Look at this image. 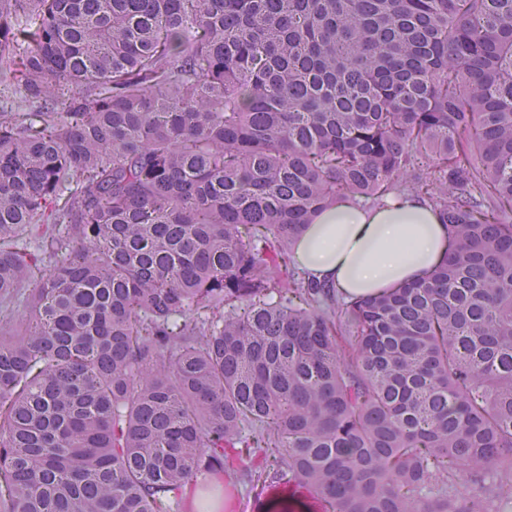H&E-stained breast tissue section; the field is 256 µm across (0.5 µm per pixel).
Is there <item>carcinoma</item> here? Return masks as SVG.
Masks as SVG:
<instances>
[{
  "label": "carcinoma",
  "mask_w": 512,
  "mask_h": 512,
  "mask_svg": "<svg viewBox=\"0 0 512 512\" xmlns=\"http://www.w3.org/2000/svg\"><path fill=\"white\" fill-rule=\"evenodd\" d=\"M0 512L512 503V0H0ZM448 226L341 301L349 198ZM384 204L362 208L346 202L321 213L299 240L296 263L347 295H373L416 281L443 257L447 229L417 198Z\"/></svg>",
  "instance_id": "1"
}]
</instances>
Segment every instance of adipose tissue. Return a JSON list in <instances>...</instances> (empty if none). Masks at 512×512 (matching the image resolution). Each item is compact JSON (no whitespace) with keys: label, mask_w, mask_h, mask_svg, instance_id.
Instances as JSON below:
<instances>
[{"label":"adipose tissue","mask_w":512,"mask_h":512,"mask_svg":"<svg viewBox=\"0 0 512 512\" xmlns=\"http://www.w3.org/2000/svg\"><path fill=\"white\" fill-rule=\"evenodd\" d=\"M448 232L424 202L410 197L362 208L339 203L299 240L295 260L318 281L368 296L416 281L440 261Z\"/></svg>","instance_id":"obj_1"}]
</instances>
